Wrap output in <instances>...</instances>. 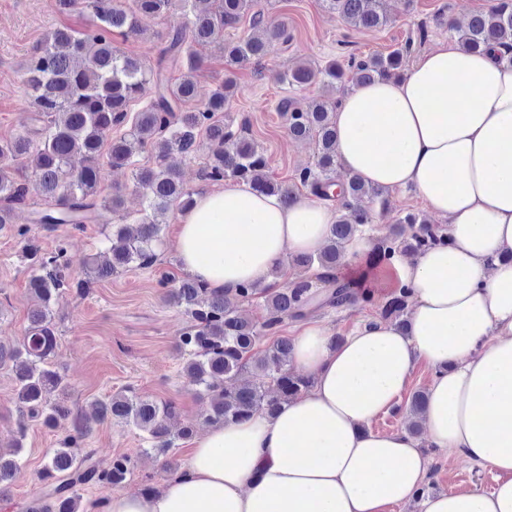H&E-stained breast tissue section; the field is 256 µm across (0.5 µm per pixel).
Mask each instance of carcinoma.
Wrapping results in <instances>:
<instances>
[{"label": "carcinoma", "mask_w": 512, "mask_h": 512, "mask_svg": "<svg viewBox=\"0 0 512 512\" xmlns=\"http://www.w3.org/2000/svg\"><path fill=\"white\" fill-rule=\"evenodd\" d=\"M383 0H323L329 11L348 23L368 29L386 26L389 18L382 10ZM63 13L79 12L89 19L84 30L54 29L37 48L25 66L24 82L28 100L40 123L33 135H19L0 141V227L11 223L14 208L26 202L29 184L18 175L16 162L32 171L34 185L45 202L35 212L37 224L97 222L105 211H117L123 194L117 190L100 197L102 169L100 157L108 164L132 168L134 184L142 190L144 207L135 220L136 234L124 224L112 225L105 237L106 260L93 268L99 279L125 269L154 265L163 244V225L171 213L191 207L200 190L187 187L170 163L172 154H196L200 139L207 141L209 160L201 169L205 182L233 180L258 194L275 195L286 204L296 200L294 186L265 174L267 159L245 131L224 120L235 82L227 77L209 95L198 101L196 73L200 61L194 43H215L230 66L259 63L279 44L288 42V27L264 25L256 10L258 0H180L190 15V35L176 31L168 35V45L153 67L120 53L112 37H138L149 24L173 6V0H132L127 6L116 0H56ZM250 15L259 34L235 41H224V29ZM457 44L468 51L501 47L500 60L512 64V0H499L488 12L471 17L464 29L453 30ZM415 40L384 53L335 59L315 68L301 62L278 74L282 82L305 88L315 82L335 87L338 82L357 84L397 78L403 75L404 59L411 55ZM179 68L182 76L173 83L165 72ZM154 95L137 112L130 105L143 97L148 87ZM286 116L288 135L299 141L313 139L317 150L314 163L297 175L300 185L321 200L336 203L338 216L324 248L315 255L294 254L280 260L273 269L293 265L302 274L281 287H241L233 292L213 290L186 277L166 292L169 302L181 308L190 325L179 338V348L187 355L184 376L199 393L208 396L206 421L211 425L240 422L255 412L270 415L289 400L314 387L312 376L289 368L292 344L286 337H269L277 332L285 315L304 318L316 307L347 308L366 298L359 283L337 274L341 256L352 241L374 223L369 202L384 211L387 190L369 186L358 179H335L336 101L313 99L307 104L286 98L278 105ZM150 149L152 165H136L135 156ZM400 227L377 241L368 266L386 267L396 253L417 254L437 245L448 244L447 229L428 224L408 212L397 220ZM23 257L28 261L30 292L36 304L29 315V326L22 339L5 347L0 343V366L14 367L16 407L20 414L16 431L7 447L12 457L0 452V484L15 478L20 469L19 455L25 436V419L38 418L49 427L60 421L70 423L74 435L53 449L41 473L38 503L26 512H77V488L86 484L116 489L131 471V458L120 455L112 467L100 470L92 453L81 454L71 444L83 437L88 425L65 406L69 385L52 361L55 357L52 306L70 289L84 284L69 280L63 250L43 254L31 243ZM262 295L266 315L260 321L244 317L239 304ZM409 289L399 287L380 305V315L403 330L409 321ZM251 374L252 380L239 384L236 378ZM426 404V392L413 394L406 408L411 418L408 430L417 429ZM99 419L107 417L132 425L146 434L149 451L171 468L170 452L177 441L189 437L187 425L173 434L169 422L177 416L175 403L143 398L123 390L96 404Z\"/></svg>", "instance_id": "obj_1"}]
</instances>
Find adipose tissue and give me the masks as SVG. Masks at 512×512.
Instances as JSON below:
<instances>
[{
    "mask_svg": "<svg viewBox=\"0 0 512 512\" xmlns=\"http://www.w3.org/2000/svg\"><path fill=\"white\" fill-rule=\"evenodd\" d=\"M334 121L347 177L413 188L448 222L447 245L396 255L379 274L378 286L412 290L407 331L371 320L338 343L308 324L291 365L314 377L310 392L277 415L208 428L163 489L112 493L103 512H512V65L443 42L403 76L355 86ZM336 217L230 186L196 197L175 247L207 287H262L285 252L318 253ZM420 363L433 371L421 414L430 444L506 473L494 491L419 499V442L366 431Z\"/></svg>",
    "mask_w": 512,
    "mask_h": 512,
    "instance_id": "1",
    "label": "adipose tissue"
}]
</instances>
